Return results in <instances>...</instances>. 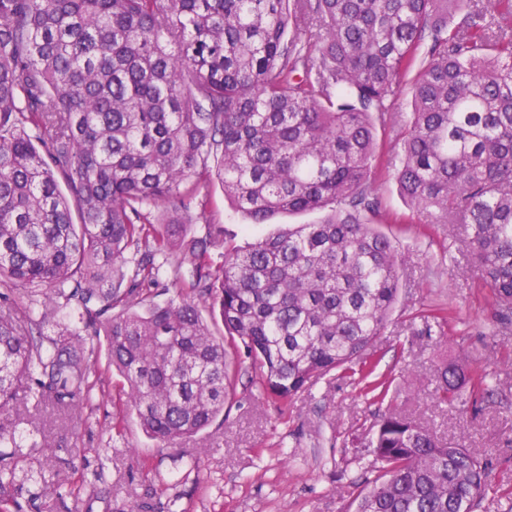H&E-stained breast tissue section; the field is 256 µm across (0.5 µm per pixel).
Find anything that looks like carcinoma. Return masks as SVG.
<instances>
[{"mask_svg":"<svg viewBox=\"0 0 512 512\" xmlns=\"http://www.w3.org/2000/svg\"><path fill=\"white\" fill-rule=\"evenodd\" d=\"M450 1L471 2L0 0V286L28 298L0 293V512H23L27 485L56 494L35 458L46 438L18 426L89 404L102 343L126 410L171 448L224 414L241 351L282 404L332 371L373 373L365 352L399 290L396 246L364 219L376 121L418 61L399 191L463 238L512 323V33L484 23L512 0L456 22ZM213 178L252 224L330 213L217 265L212 235L186 239ZM442 377V402L490 393L483 370ZM372 447L382 474L355 512H473L487 497L512 512L477 453L396 413Z\"/></svg>","mask_w":512,"mask_h":512,"instance_id":"carcinoma-1","label":"carcinoma"}]
</instances>
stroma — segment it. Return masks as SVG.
I'll list each match as a JSON object with an SVG mask.
<instances>
[{
	"mask_svg": "<svg viewBox=\"0 0 512 512\" xmlns=\"http://www.w3.org/2000/svg\"><path fill=\"white\" fill-rule=\"evenodd\" d=\"M409 110V95H398L377 125L382 156L372 195L378 208L368 216L395 243L400 265L398 300L369 353L375 378L389 384L385 401L365 396L356 378L334 371L284 406L252 384L249 360L238 357L239 378L223 420L183 444L201 457L199 473L185 481L175 451L147 437L124 412L120 379L102 353L91 406L73 417L50 409L33 416L51 443L44 472L62 484L63 496L46 504L20 495L24 512H127L142 501L166 512L172 496L179 512H347L378 475L369 442L391 411L427 426L441 442L474 449L487 462L492 485L512 487V324L494 319L492 294L461 243L443 226L422 223L399 193L394 172ZM205 192L209 209L190 226L198 237L214 229L241 245L277 225L324 217L320 211L279 215L251 226L225 200L221 183L211 182ZM451 363L488 370L491 394L475 404L439 402L440 373ZM77 448L85 449L87 462L73 468ZM99 467L112 492L98 498L91 491Z\"/></svg>",
	"mask_w": 512,
	"mask_h": 512,
	"instance_id": "stroma-1",
	"label": "stroma"
}]
</instances>
